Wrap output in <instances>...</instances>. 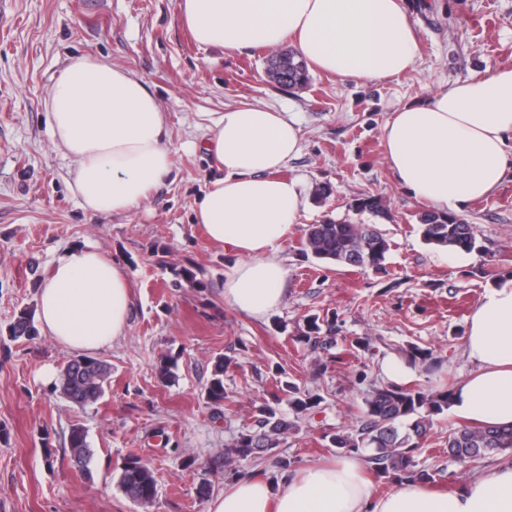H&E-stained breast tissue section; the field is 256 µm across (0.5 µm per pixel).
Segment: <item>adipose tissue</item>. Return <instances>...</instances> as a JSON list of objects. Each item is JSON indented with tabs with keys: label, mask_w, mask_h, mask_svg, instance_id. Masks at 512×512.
Segmentation results:
<instances>
[{
	"label": "adipose tissue",
	"mask_w": 512,
	"mask_h": 512,
	"mask_svg": "<svg viewBox=\"0 0 512 512\" xmlns=\"http://www.w3.org/2000/svg\"><path fill=\"white\" fill-rule=\"evenodd\" d=\"M197 44L227 51L293 43L308 64L343 78L381 81L416 63L418 42L403 0H180ZM54 141L76 163L73 192L84 209L124 213L141 205L173 166L166 114L142 79L81 56L55 79ZM512 66L494 67L429 100L393 112L385 161L398 183L439 210L457 212L497 189L512 168ZM299 129L266 105L228 107L205 143L223 177L194 210L209 238L237 255L224 298L260 318L283 301L281 243L305 206L297 181L279 171L299 149ZM130 313L121 267L93 247L64 252L38 293L41 330L73 350L123 336ZM471 366L450 408L475 425L512 423V275L487 288L464 337ZM209 512H512V466L439 492L404 482L376 495L364 462L346 456L279 480L241 479Z\"/></svg>",
	"instance_id": "obj_1"
}]
</instances>
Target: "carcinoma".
Wrapping results in <instances>:
<instances>
[{"mask_svg":"<svg viewBox=\"0 0 512 512\" xmlns=\"http://www.w3.org/2000/svg\"><path fill=\"white\" fill-rule=\"evenodd\" d=\"M267 73L279 88L298 89L310 83L306 62L297 53L288 51V59L275 63L268 61ZM354 210L384 214L381 198L365 195L356 199ZM419 228L426 243L457 248L464 252L479 249L474 227L459 221L454 213L425 210L418 218ZM303 247L314 258L339 264L373 270L385 269L389 244L372 224H355L349 220L312 224L307 229ZM38 335L33 317L22 311L10 324L9 337L16 341L32 340ZM112 375V366L105 360L88 355L70 359L59 375L55 389L69 403L84 407L96 402L105 392V384ZM289 404L298 412L313 408L318 401L295 386H288ZM207 399L221 405L227 394L224 390V362L215 364L213 377L206 390ZM452 390L432 394L397 385H383L372 389L363 398L364 423L354 436L335 434L332 446L349 452L370 450L368 462L375 465L379 475H391L400 481L431 483L434 475L418 468L415 452L433 426L434 417L448 410ZM261 433H242L230 448L239 457H248L258 448L274 450L288 432V421L277 416L275 408L263 407ZM69 447L74 459L88 469L92 453L87 435L80 427L72 428ZM512 450V425L462 428L448 434V455L459 459L481 458L493 452ZM119 487L135 501L151 504L158 495L157 480L152 467L141 458H127L118 479Z\"/></svg>","mask_w":512,"mask_h":512,"instance_id":"1","label":"carcinoma"}]
</instances>
